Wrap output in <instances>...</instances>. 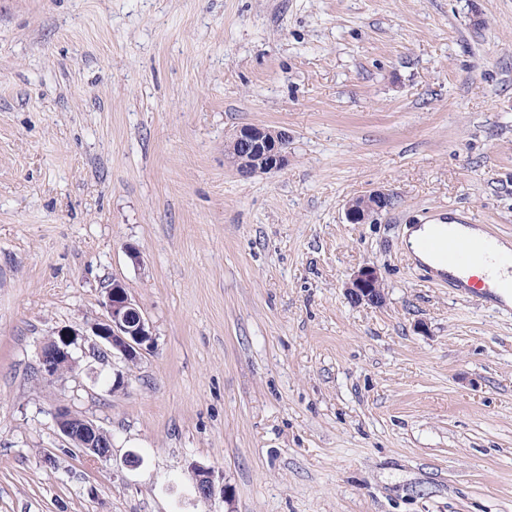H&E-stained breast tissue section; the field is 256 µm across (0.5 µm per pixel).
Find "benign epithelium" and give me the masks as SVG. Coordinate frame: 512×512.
<instances>
[{
    "mask_svg": "<svg viewBox=\"0 0 512 512\" xmlns=\"http://www.w3.org/2000/svg\"><path fill=\"white\" fill-rule=\"evenodd\" d=\"M291 136L284 129L260 125L242 126L225 137L232 145L225 162L238 177L281 172L288 167ZM394 193L385 188H373L346 202L347 220L352 224H372L375 217L389 209ZM348 300L355 305L380 307L385 302L383 279L379 268L365 263L355 270L343 285ZM103 313L84 330L62 327L53 332L54 338L42 343L38 353L39 372L47 382L59 379L62 371L78 365L75 350L127 362L140 359L155 347L156 336L146 315L132 298L124 283L114 280L105 288ZM52 421L62 442L81 458L108 461L112 457L110 434L87 416L66 403L52 411ZM196 497L209 500L228 491L220 484L214 469L196 465L192 469Z\"/></svg>",
    "mask_w": 512,
    "mask_h": 512,
    "instance_id": "1",
    "label": "benign epithelium"
}]
</instances>
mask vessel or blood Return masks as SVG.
Here are the masks:
<instances>
[{"instance_id": "vessel-or-blood-1", "label": "vessel or blood", "mask_w": 512, "mask_h": 512, "mask_svg": "<svg viewBox=\"0 0 512 512\" xmlns=\"http://www.w3.org/2000/svg\"><path fill=\"white\" fill-rule=\"evenodd\" d=\"M431 227L417 242L419 270L458 295L503 310L512 308V251H501L503 236L465 214L448 221L434 218ZM477 266L487 270L485 282L479 285L468 277Z\"/></svg>"}]
</instances>
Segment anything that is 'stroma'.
Segmentation results:
<instances>
[{
  "label": "stroma",
  "instance_id": "stroma-1",
  "mask_svg": "<svg viewBox=\"0 0 512 512\" xmlns=\"http://www.w3.org/2000/svg\"><path fill=\"white\" fill-rule=\"evenodd\" d=\"M251 124L286 170L225 166ZM457 208L512 236V0H0V512H512V312L404 247ZM367 262L379 307L342 288ZM115 279L153 351L43 382ZM290 139V134L284 129L242 126L225 137V142L230 143L232 149L230 155L224 153V159L242 179L281 172L290 162ZM243 157L249 159L241 161ZM394 193L385 188H373L346 202L347 220L352 224H372L375 217L389 209ZM51 415L62 442L82 459L104 462L110 460L111 436L92 419L77 413L66 403L56 405ZM104 448L109 449L104 451ZM221 477L211 467L195 465L192 469L193 489L197 498L209 500L219 494L228 497V491L220 484Z\"/></svg>",
  "mask_w": 512,
  "mask_h": 512
}]
</instances>
